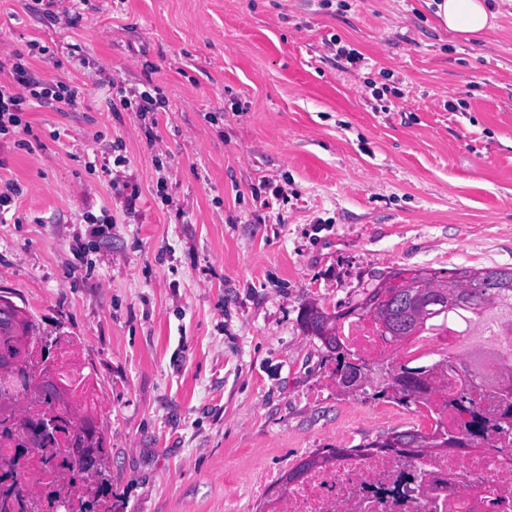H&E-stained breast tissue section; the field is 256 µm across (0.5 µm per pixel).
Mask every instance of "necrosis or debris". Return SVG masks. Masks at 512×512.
Instances as JSON below:
<instances>
[{
	"label": "necrosis or debris",
	"instance_id": "1",
	"mask_svg": "<svg viewBox=\"0 0 512 512\" xmlns=\"http://www.w3.org/2000/svg\"><path fill=\"white\" fill-rule=\"evenodd\" d=\"M343 343L361 363L396 362L415 371L422 383V423L434 430L459 432L469 412L453 406L459 386L444 356L449 336H418L399 343L380 335L371 319L341 321ZM51 353H44V346ZM17 355L0 375V411L9 418L11 437L0 436V458L24 447L15 468L20 496L36 512H78L91 484L71 480L62 457L44 446L37 416L53 410L57 446L83 434L98 420L97 381L83 365L75 343L55 337L45 343L33 332L16 340ZM266 512H512V439L498 433L478 448H426L406 457L385 451L369 457L336 455L311 468L270 499Z\"/></svg>",
	"mask_w": 512,
	"mask_h": 512
}]
</instances>
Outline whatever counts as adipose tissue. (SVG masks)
I'll return each instance as SVG.
<instances>
[{"label": "adipose tissue", "instance_id": "obj_1", "mask_svg": "<svg viewBox=\"0 0 512 512\" xmlns=\"http://www.w3.org/2000/svg\"><path fill=\"white\" fill-rule=\"evenodd\" d=\"M434 5L436 26L448 30L458 40L469 42L480 39L495 26L496 12L486 0H423Z\"/></svg>", "mask_w": 512, "mask_h": 512}]
</instances>
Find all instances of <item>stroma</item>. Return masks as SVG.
<instances>
[{"label": "stroma", "instance_id": "35a3bbf8", "mask_svg": "<svg viewBox=\"0 0 512 512\" xmlns=\"http://www.w3.org/2000/svg\"><path fill=\"white\" fill-rule=\"evenodd\" d=\"M492 4L496 30L467 43L420 0H89L73 29L0 0V54L56 43L57 64L31 66L88 87L76 111L28 113V148L0 141V180L26 188L0 223V299L79 342L112 512H261L302 459L418 428L381 368L342 389L301 315L345 311L399 268L512 266V0ZM96 69L153 81L169 111L149 131L98 111ZM386 71L400 93L378 111ZM99 130L125 146L132 213L85 167ZM266 180L287 198L256 194Z\"/></svg>", "mask_w": 512, "mask_h": 512}]
</instances>
